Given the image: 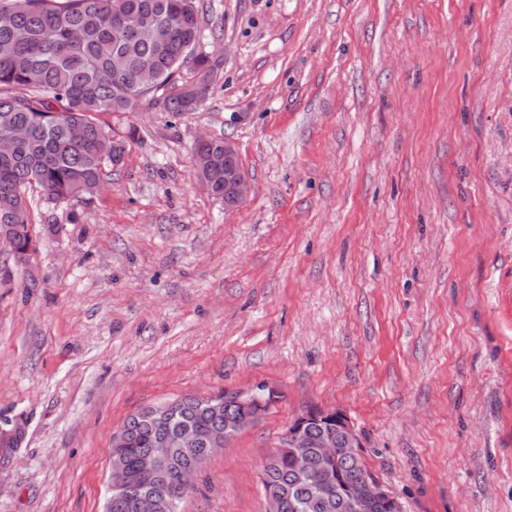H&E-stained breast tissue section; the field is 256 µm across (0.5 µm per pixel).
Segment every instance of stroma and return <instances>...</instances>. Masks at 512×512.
<instances>
[{"label":"stroma","mask_w":512,"mask_h":512,"mask_svg":"<svg viewBox=\"0 0 512 512\" xmlns=\"http://www.w3.org/2000/svg\"><path fill=\"white\" fill-rule=\"evenodd\" d=\"M207 100L99 122L79 204L27 192L0 250V512H104L112 434L150 405L273 387L180 512H265L307 406L342 411L405 512H512V0H198ZM235 143L233 208L198 135ZM213 139L211 136H200L194 142V163L199 183L209 195L214 197L212 178L224 192V205L236 206L248 192L245 172L240 163L236 162L238 152L235 145L227 139L217 138L218 141L214 146L215 162L208 148Z\"/></svg>","instance_id":"1"}]
</instances>
